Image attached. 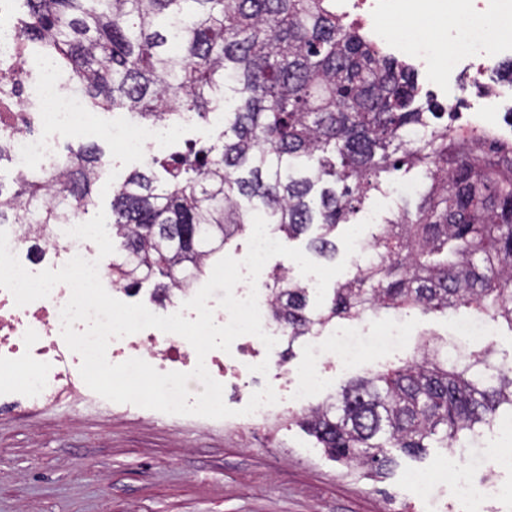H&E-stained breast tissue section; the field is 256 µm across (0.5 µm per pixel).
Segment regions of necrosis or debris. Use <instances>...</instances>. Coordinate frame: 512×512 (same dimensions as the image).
Returning <instances> with one entry per match:
<instances>
[{
	"label": "necrosis or debris",
	"instance_id": "obj_1",
	"mask_svg": "<svg viewBox=\"0 0 512 512\" xmlns=\"http://www.w3.org/2000/svg\"><path fill=\"white\" fill-rule=\"evenodd\" d=\"M15 0H0V146L19 172L62 166V146L70 137L106 136L127 153L162 150L171 138L161 123L134 127L104 125L85 109L80 91L49 64L43 49L23 38L13 20ZM337 12L351 19L384 52L405 58L428 85L446 90L458 112L476 119L512 109V85L498 82L504 61H512V38L498 28L512 20V0H331ZM426 13L448 24L452 54L439 59L408 33L387 36L386 18ZM67 285H56L48 298L19 307L12 294L0 289V399L20 396L36 403L57 397L65 388L81 383V358L61 335L60 309L69 300ZM266 356L262 341L253 335L238 337L236 353L209 352L198 359L182 336L149 328L111 341L107 358L121 363L140 358L160 372H189L204 362L215 380L225 375L254 380L252 365ZM271 386L278 401L265 405L245 421L258 426L288 410L306 407L319 390V373L294 380L277 370Z\"/></svg>",
	"mask_w": 512,
	"mask_h": 512
}]
</instances>
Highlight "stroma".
Wrapping results in <instances>:
<instances>
[{"mask_svg": "<svg viewBox=\"0 0 512 512\" xmlns=\"http://www.w3.org/2000/svg\"><path fill=\"white\" fill-rule=\"evenodd\" d=\"M104 166L96 204L110 208L112 187L147 159L99 138ZM418 170L386 177L369 191L358 220L383 223L419 183ZM385 214L373 215L376 202ZM466 308L407 314L412 336L393 350L333 361L310 406L335 395L372 368L411 358L414 346L451 342ZM472 447L430 448L418 458L395 453L380 477L345 466L288 422L242 430L222 422L183 420L127 409L77 394L65 404L31 409L0 402V512H442L450 485L444 473L489 471L493 449L512 448V434L490 425Z\"/></svg>", "mask_w": 512, "mask_h": 512, "instance_id": "stroma-1", "label": "stroma"}]
</instances>
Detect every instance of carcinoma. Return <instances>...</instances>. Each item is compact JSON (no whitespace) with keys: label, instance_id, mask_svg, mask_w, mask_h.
<instances>
[{"label":"carcinoma","instance_id":"obj_1","mask_svg":"<svg viewBox=\"0 0 512 512\" xmlns=\"http://www.w3.org/2000/svg\"><path fill=\"white\" fill-rule=\"evenodd\" d=\"M21 32L69 75L87 106L177 125L224 101L220 142L153 156L112 189V282L161 290L198 280L263 216L292 241L336 257L384 173L417 168L414 208L379 225L376 258L332 289L325 308L284 270L267 284L288 344L334 320L460 307L512 329V143L445 120L421 103L406 62L383 55L326 0H25ZM103 155L69 150L63 170L0 186V225L62 232L95 206ZM435 353L371 371L290 415L331 458L381 476L391 450L454 445L512 407V365Z\"/></svg>","mask_w":512,"mask_h":512}]
</instances>
